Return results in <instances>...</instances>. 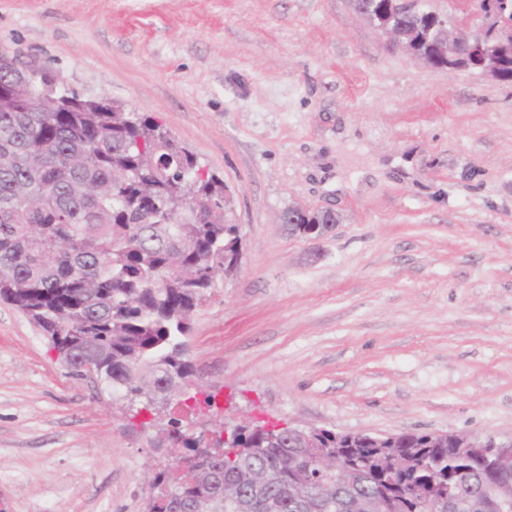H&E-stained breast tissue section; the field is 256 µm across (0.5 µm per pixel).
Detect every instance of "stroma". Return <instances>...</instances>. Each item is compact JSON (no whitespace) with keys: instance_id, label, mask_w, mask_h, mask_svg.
<instances>
[{"instance_id":"obj_1","label":"stroma","mask_w":512,"mask_h":512,"mask_svg":"<svg viewBox=\"0 0 512 512\" xmlns=\"http://www.w3.org/2000/svg\"><path fill=\"white\" fill-rule=\"evenodd\" d=\"M1 54L166 128L242 256L186 338L215 411L133 414L0 302V512H145L173 417L512 434L511 83L388 48L351 0H0ZM284 224H300L301 231L308 237H321L330 232L335 224L324 211L288 209L283 213Z\"/></svg>"}]
</instances>
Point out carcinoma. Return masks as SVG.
Returning a JSON list of instances; mask_svg holds the SVG:
<instances>
[{"label": "carcinoma", "mask_w": 512, "mask_h": 512, "mask_svg": "<svg viewBox=\"0 0 512 512\" xmlns=\"http://www.w3.org/2000/svg\"><path fill=\"white\" fill-rule=\"evenodd\" d=\"M378 0L374 15L404 27L407 48L432 58L448 50L425 35L422 11L402 14ZM495 79L512 83V40L489 41ZM286 224H330L323 211L289 209ZM241 246L224 181L154 120L81 98L45 67L0 56V300L38 325L62 363L91 361L113 394L143 409L179 392L193 375L183 338L225 261ZM187 473L162 470L148 512H486L499 485L475 458L430 433H404L380 448L336 442L328 429L298 448L288 429L273 437L239 426L216 440L217 460L197 451L181 421L168 422ZM339 453L340 471L304 470L299 459ZM259 485L264 497H256ZM448 489L442 509L431 491Z\"/></svg>", "instance_id": "carcinoma-1"}]
</instances>
